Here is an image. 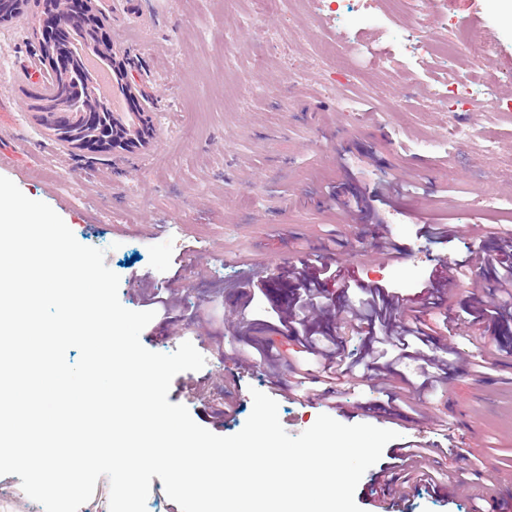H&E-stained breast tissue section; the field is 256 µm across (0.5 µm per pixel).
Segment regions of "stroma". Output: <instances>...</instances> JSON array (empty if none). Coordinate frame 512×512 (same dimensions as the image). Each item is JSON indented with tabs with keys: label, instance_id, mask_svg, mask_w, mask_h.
I'll return each instance as SVG.
<instances>
[{
	"label": "stroma",
	"instance_id": "35a3bbf8",
	"mask_svg": "<svg viewBox=\"0 0 512 512\" xmlns=\"http://www.w3.org/2000/svg\"><path fill=\"white\" fill-rule=\"evenodd\" d=\"M126 68L153 94L148 150L112 155L68 151L29 109L23 77L39 59L35 0L0 24V176L51 206L79 243L104 250L120 278L119 299L142 310L148 294L178 292L182 319L162 315L142 331L148 350L169 354L191 342L201 370L177 374L168 400L188 408L214 434L238 433L252 390L287 365L238 367L236 351L271 344L286 354L298 342L277 332L273 310L292 290L276 285L285 268L309 260L348 270L356 286L329 288L335 318L322 334L352 357L367 336H345L342 323L361 293L379 285L408 299L437 327L425 354L448 361L439 387L418 412H392L382 382L340 398L334 408L278 397L291 436L327 413L346 425L398 432L361 478L362 512H512V307L476 319L473 297L493 300L496 269L483 280L430 293L441 263L475 265L512 235V24L493 0H279L258 14L252 0H96ZM474 30L495 47L496 65L471 63L472 50L447 44ZM434 39L439 53L409 57L400 37ZM388 51L376 67L359 47ZM459 126L469 137L455 140ZM335 186V197L326 189ZM364 196L371 208L347 216L341 202ZM483 197L482 234L465 231L469 204ZM455 224L454 237L424 233ZM395 258L371 261L381 240ZM259 268L265 284L247 289ZM488 355L473 371L469 353ZM233 400L225 411V400ZM420 441L445 449L433 483L393 500L380 472L400 473L395 448Z\"/></svg>",
	"mask_w": 512,
	"mask_h": 512
}]
</instances>
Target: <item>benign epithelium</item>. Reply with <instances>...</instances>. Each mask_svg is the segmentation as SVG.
Segmentation results:
<instances>
[{
	"mask_svg": "<svg viewBox=\"0 0 512 512\" xmlns=\"http://www.w3.org/2000/svg\"><path fill=\"white\" fill-rule=\"evenodd\" d=\"M34 30L38 36L41 58L35 73L24 74L34 84L33 110L42 124L69 149L105 151L114 154L145 151L154 136L148 113L153 98L136 78L124 70L120 85L131 112H115L101 98L89 102L84 111H76L71 97L78 88L71 86L74 60L67 45L81 36L85 57L94 58L107 46L106 18L95 14L94 0H40ZM25 0H0V23L11 20Z\"/></svg>",
	"mask_w": 512,
	"mask_h": 512,
	"instance_id": "7a95c632",
	"label": "benign epithelium"
}]
</instances>
